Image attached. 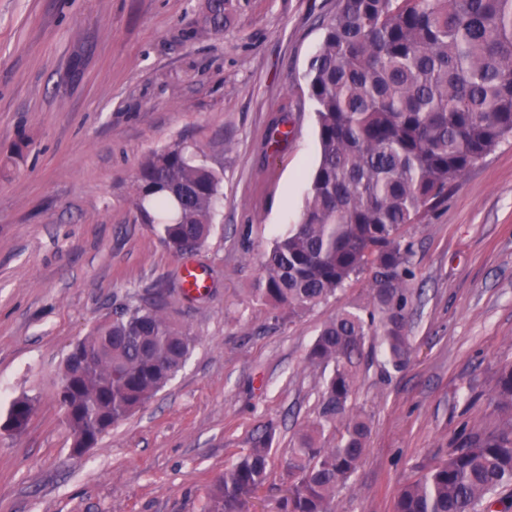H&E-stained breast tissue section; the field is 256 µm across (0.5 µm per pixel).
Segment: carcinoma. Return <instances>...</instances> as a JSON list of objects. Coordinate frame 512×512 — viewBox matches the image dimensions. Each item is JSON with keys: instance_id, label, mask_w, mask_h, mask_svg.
Segmentation results:
<instances>
[{"instance_id": "cac0c4a2", "label": "carcinoma", "mask_w": 512, "mask_h": 512, "mask_svg": "<svg viewBox=\"0 0 512 512\" xmlns=\"http://www.w3.org/2000/svg\"><path fill=\"white\" fill-rule=\"evenodd\" d=\"M233 0H206L214 32L230 22ZM320 143L299 223L261 261L254 296L297 315L365 270L367 301L343 308L319 330L310 365L328 371L319 417L289 449L287 493L276 512H334L336 491L358 469L370 433L349 405L362 366L380 348L402 368L410 356L413 302L409 248L401 232L438 206L477 161L512 137V0H341L324 24L307 68ZM223 178L202 150L176 141L152 151L133 180L142 223L175 254L210 237ZM156 291L97 323L79 341L89 360L65 358L57 395L73 447L90 448L138 411L184 366L195 337L167 315ZM494 429L463 426L458 446L399 493L395 512H508L512 486V364L499 369ZM27 397L8 415L22 431ZM328 427L336 446H325ZM274 431L257 434L235 465L209 485L201 512H251L268 478Z\"/></svg>"}]
</instances>
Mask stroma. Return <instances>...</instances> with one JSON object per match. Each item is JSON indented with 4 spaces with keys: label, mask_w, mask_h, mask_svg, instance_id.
I'll return each instance as SVG.
<instances>
[{
    "label": "stroma",
    "mask_w": 512,
    "mask_h": 512,
    "mask_svg": "<svg viewBox=\"0 0 512 512\" xmlns=\"http://www.w3.org/2000/svg\"><path fill=\"white\" fill-rule=\"evenodd\" d=\"M339 0H237L223 31L204 0H0V512H201L210 482L274 427L252 512H275L288 450L318 416L319 329L365 302L369 274L297 316L252 297L263 254L300 220L320 149L306 71ZM287 141L274 137L277 123ZM224 177L216 230L164 248L132 204L139 162L174 141ZM415 300L401 369L373 354L352 404L366 453L336 512H394L401 489L493 427L512 362V138L407 225ZM201 268L185 297L181 271ZM171 294L196 338L184 368L82 453L56 397L72 345L125 304ZM32 412L33 403L29 398L21 397L12 401L8 415L14 424V431L20 432L26 427Z\"/></svg>",
    "instance_id": "stroma-1"
}]
</instances>
